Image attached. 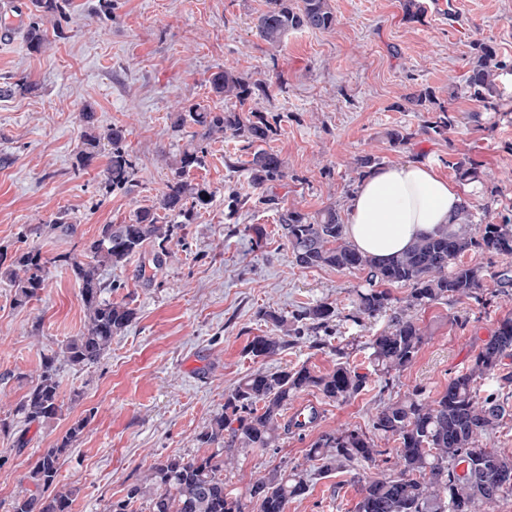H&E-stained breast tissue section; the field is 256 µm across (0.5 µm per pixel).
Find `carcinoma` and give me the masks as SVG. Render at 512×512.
<instances>
[{"label":"carcinoma","instance_id":"obj_1","mask_svg":"<svg viewBox=\"0 0 512 512\" xmlns=\"http://www.w3.org/2000/svg\"><path fill=\"white\" fill-rule=\"evenodd\" d=\"M35 15L27 29L30 49L40 52L50 37L64 38L62 20L72 0H32ZM337 17L330 0H266V9L256 18L259 37L278 48L291 31L331 30ZM469 68L464 74V90L481 112H512V96L506 93L503 77L512 72V62L503 58L488 41L470 44ZM212 92L227 106L215 111L195 104L172 119L173 131L192 129L184 148L169 161L170 175L164 189L151 206L139 208L124 224H103L98 235L86 242L81 253L66 259L75 281L86 324L62 348L63 358L73 366L96 364L109 350L112 338L124 332L135 319V309L125 301L104 296L113 284L103 280L105 271L124 267L131 256L145 247L153 248L152 262L161 266L168 254V243L178 237L206 208L215 192L189 179L194 168L203 165L211 138L227 131L251 151L248 164L251 188L257 200L268 205L274 198L263 195L265 186L286 178L281 157L264 148L276 132V122L254 112L238 110L252 94L263 89L250 84L231 67L211 73ZM411 109L428 112L423 128L437 134L454 129L455 111L435 101L433 92L420 89L407 98ZM86 124L81 145L75 152L74 167L84 170L96 162L107 148L108 162L100 185L105 193L132 185L136 162L127 145L126 129L113 125L101 129L93 122L94 108L81 111ZM460 180L481 179L478 166L470 159L452 163ZM473 212L464 200L451 224L418 239L406 252L386 264L360 252L345 238L343 219L329 206L310 217L297 210L280 216V227L298 266L309 269L331 267L364 274L365 286L355 290L353 312L347 318L355 323L392 312L389 324L370 342L369 360L374 374L384 384L408 369L416 360L428 335L425 327L407 314L440 301L482 300L486 277L494 275L503 288L512 287V218L499 224H485L472 232ZM487 256L488 265L465 264L468 252ZM502 260L500 269L491 265ZM0 279L14 288V301L25 305L47 286L48 268L36 249L23 251L11 259L0 253ZM400 285L408 290L405 308L393 310V297L386 286ZM338 317L336 307L327 302L312 304L288 319L270 315L279 333L255 336L248 353L262 360L281 354L289 338L300 337L306 328L315 334L317 346L326 345L330 322ZM324 335H319V332ZM336 367L318 374L305 365L275 371L258 370L247 375L226 397L224 413L214 416L198 441L216 445L218 452L186 459L180 455L157 460L144 480L128 487L124 499L112 502L106 512H135L134 505L145 499L148 512H244L246 504L231 496L224 487V467L242 453L273 448L279 439L281 417L297 394L317 391L329 402H347L369 384V376L349 363L344 348L336 347ZM512 356V316L498 322L494 336L474 357L471 367L452 377L448 387L431 400L423 389L383 405L371 418V428L323 432L311 443L307 459L328 475L348 472L359 484L355 512H475L478 504H492L512 495V481L501 478L512 474V457L480 444L508 415L504 390L512 386V374H497L505 358ZM496 378L498 389L479 393L478 382ZM60 384L55 359L47 358L41 373L18 403L16 413L29 424L52 421L61 416ZM85 422L77 420L53 448L45 449L26 476L29 487L15 495L12 512H70L72 494L57 490L60 457L81 438ZM393 440L399 470L394 474L363 479L356 473L361 462H372L387 453L375 444V437ZM309 490L306 470L276 466L248 488L253 512H286L288 502Z\"/></svg>","mask_w":512,"mask_h":512}]
</instances>
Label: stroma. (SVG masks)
Here are the masks:
<instances>
[{
  "instance_id": "stroma-1",
  "label": "stroma",
  "mask_w": 512,
  "mask_h": 512,
  "mask_svg": "<svg viewBox=\"0 0 512 512\" xmlns=\"http://www.w3.org/2000/svg\"><path fill=\"white\" fill-rule=\"evenodd\" d=\"M422 2V20L409 22L404 0H331L333 30L294 31L276 49L254 28L266 0H114L104 22L95 15L97 0H73L64 38L42 52L30 50L22 29L0 39V83L24 77L37 86L0 97V251L11 257L37 249L49 269L39 299L23 306L0 280V419L11 424L0 432V512H11L23 477L76 420L86 425L61 459L59 485L73 492L71 512H105L156 460L204 454L199 434L223 413L225 398L246 374L301 365L327 373L338 345L348 346L360 372L371 369L367 343L388 316L346 321L362 275L297 266L276 211L250 202L229 215V191H250V154L224 134L212 140L204 166L190 173L214 190L213 202L186 226L183 243L169 245L151 281L137 277L151 263L147 250L104 275L114 285L112 300L129 302L135 320L98 363L58 362L59 419L27 424L16 417L44 357L84 325L66 256L81 252L100 225L123 223L155 201L168 162L185 144L171 129L173 115L194 104L224 106L207 82L218 68L235 67L265 85L244 107L279 119L267 147L284 160L287 176L266 193L285 208L312 216L333 206L348 216L362 180L354 160L363 155L382 166L419 159L451 180L453 162L467 157L491 175L494 188L489 194L477 183L469 191L475 222L512 216V114L485 112L473 121L477 104L460 89L473 40L492 41L512 58V0ZM422 88L457 112L448 134L424 131L425 113L408 109L406 97ZM88 103L97 126L128 132L137 161L130 190L100 195L105 157L85 170L73 166L84 133L80 111ZM400 127L412 137L392 144L387 133ZM61 212L74 233L48 230ZM250 224L266 231L261 248L251 245ZM484 293L483 305L460 300L413 309L428 340L392 384L370 381L343 404L314 391L295 396L289 410L319 405L317 427L282 432L277 447L238 456L224 471L227 490L245 497L273 467L299 464L309 473V490L287 512H355L358 494L349 474L318 475L306 459L311 442L325 431L368 429L378 406L414 387L437 397L451 377L470 368L499 320L512 316V288L490 278ZM320 301L341 313L328 346H314L307 333L275 358L259 361L247 353L252 337L273 333L271 315L289 317Z\"/></svg>"
}]
</instances>
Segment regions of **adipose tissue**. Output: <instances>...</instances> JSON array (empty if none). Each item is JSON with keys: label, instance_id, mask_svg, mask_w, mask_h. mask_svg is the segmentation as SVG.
Wrapping results in <instances>:
<instances>
[{"label": "adipose tissue", "instance_id": "ef3b65f1", "mask_svg": "<svg viewBox=\"0 0 512 512\" xmlns=\"http://www.w3.org/2000/svg\"><path fill=\"white\" fill-rule=\"evenodd\" d=\"M463 200L460 187L429 163L381 167L351 198L345 235L360 251L386 262L451 223Z\"/></svg>", "mask_w": 512, "mask_h": 512}]
</instances>
